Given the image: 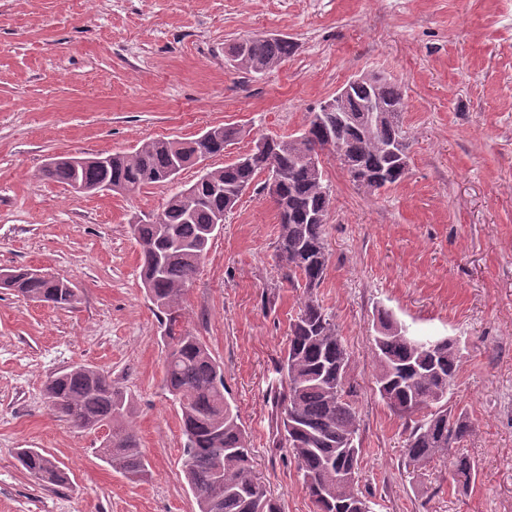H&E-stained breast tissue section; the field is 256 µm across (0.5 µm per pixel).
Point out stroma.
Instances as JSON below:
<instances>
[{"mask_svg": "<svg viewBox=\"0 0 512 512\" xmlns=\"http://www.w3.org/2000/svg\"><path fill=\"white\" fill-rule=\"evenodd\" d=\"M268 33L293 43L287 61L261 74L228 64L233 42ZM371 73L404 89L408 173L370 191L324 153L328 266L315 291L351 356L359 488L373 512H512V0H0V269L39 268L79 294L54 308L0 289V512H198L164 386V326L130 226L199 171L135 196H77L40 178L48 157L241 128L212 158L221 167L260 137L299 135ZM278 235L272 199L251 185L203 257L182 323L223 363L268 492L283 512H313L277 443L278 366L303 295L283 277ZM382 309L409 335L458 346L447 399L471 423L469 488L453 484L449 463L404 465L406 422L376 384ZM76 364L131 398L145 480L101 459L103 433L49 411L46 382ZM21 448L51 454L68 484L30 476Z\"/></svg>", "mask_w": 512, "mask_h": 512, "instance_id": "35a3bbf8", "label": "stroma"}]
</instances>
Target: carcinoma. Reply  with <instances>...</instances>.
Listing matches in <instances>:
<instances>
[{
	"instance_id": "carcinoma-1",
	"label": "carcinoma",
	"mask_w": 512,
	"mask_h": 512,
	"mask_svg": "<svg viewBox=\"0 0 512 512\" xmlns=\"http://www.w3.org/2000/svg\"><path fill=\"white\" fill-rule=\"evenodd\" d=\"M293 43L277 35H254L230 48L232 65L247 73H263L292 54ZM371 97L397 108L394 120L378 124L371 133L359 126L327 121L317 113L296 137H261L251 152L222 167H211L188 187L171 194L161 212L144 224L132 225L141 247V277L147 295L164 315L165 387L178 402L185 478L196 494L198 512H282L255 474L252 448L241 419L224 396V369L208 346L181 325L180 303L193 282L212 241L211 227L218 216L231 211L258 174L267 170L280 179L274 198L280 231L276 258L284 278L304 282L306 297L291 323L288 345L281 357L283 375L276 396L280 414V444L290 450L315 512H372L359 489L362 448L356 443L359 419L347 381L349 353L332 316L314 299L313 292L327 267L324 225L309 223L314 211L328 212L332 190L323 171L306 158L330 143L341 145L348 159L380 180L376 191L402 182L408 168L390 148L408 151L401 115V86L383 76L373 83L351 87L345 110L357 112ZM206 141L158 138L131 153H115L100 162L96 156H58L42 167L46 180L70 189L76 185L93 193L103 187L119 195H134L151 185H167L176 164L194 166L207 154H224L240 134L234 127L217 126ZM0 288L34 302L57 307L78 300L77 289L63 279L18 267L0 275ZM374 337L376 383L387 406L413 422L404 456L415 468L448 457L454 445L471 431L464 412L441 404L457 376L455 343L448 338L422 340L382 312ZM50 411L79 428L107 425L111 433L100 448L112 469L140 480L148 473L132 425V403L112 382L91 366L72 367L45 386ZM18 461L36 479L52 485L68 483L66 473L41 448H21ZM453 479L469 487L475 479L465 456L453 461Z\"/></svg>"
}]
</instances>
